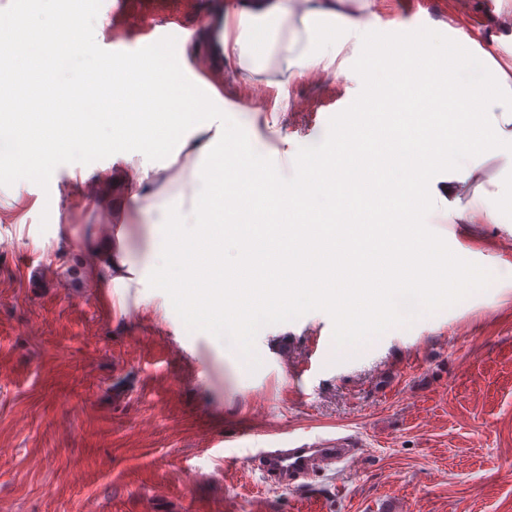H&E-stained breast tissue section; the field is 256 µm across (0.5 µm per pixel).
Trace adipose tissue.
Here are the masks:
<instances>
[{
  "mask_svg": "<svg viewBox=\"0 0 512 512\" xmlns=\"http://www.w3.org/2000/svg\"><path fill=\"white\" fill-rule=\"evenodd\" d=\"M374 0H246L234 25L224 26L221 52L235 58L236 76L251 79L269 73L284 60L288 77L302 80L315 72L346 73L348 66L377 56L373 34L386 29L398 57L425 65L432 54L448 63V76L463 99H479L477 123L461 135L466 162L451 163L449 188L478 180L484 165L498 161L497 177L474 205L452 211L451 223L499 224L503 206L512 202V0H492L495 25L475 29L452 26L444 45L435 47L426 33L382 20ZM186 115L172 140L196 158H210L224 145V98L201 80L183 82ZM136 175L126 183L125 202L145 216L154 212L150 187L160 171L151 147L134 149Z\"/></svg>",
  "mask_w": 512,
  "mask_h": 512,
  "instance_id": "adipose-tissue-1",
  "label": "adipose tissue"
}]
</instances>
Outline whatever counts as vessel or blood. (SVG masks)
Listing matches in <instances>:
<instances>
[{
    "label": "vessel or blood",
    "instance_id": "vessel-or-blood-1",
    "mask_svg": "<svg viewBox=\"0 0 512 512\" xmlns=\"http://www.w3.org/2000/svg\"><path fill=\"white\" fill-rule=\"evenodd\" d=\"M114 10L132 20L137 28L152 33L154 39L180 34L176 27L166 31L156 28L147 0H116ZM356 459L357 450L350 438L337 437L296 447L261 448L253 455L252 462L262 484L294 490L318 470L335 465L343 471L353 467Z\"/></svg>",
    "mask_w": 512,
    "mask_h": 512
}]
</instances>
